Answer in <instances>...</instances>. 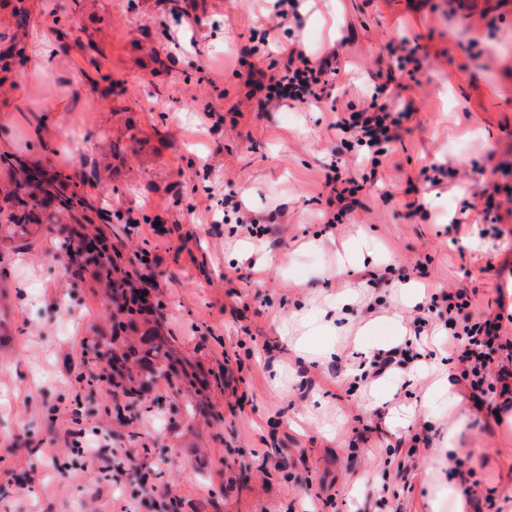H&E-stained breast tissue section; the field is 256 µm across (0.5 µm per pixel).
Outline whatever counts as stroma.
<instances>
[{
    "label": "stroma",
    "instance_id": "1",
    "mask_svg": "<svg viewBox=\"0 0 512 512\" xmlns=\"http://www.w3.org/2000/svg\"><path fill=\"white\" fill-rule=\"evenodd\" d=\"M185 7L178 22L154 0H0V107L30 93L55 112L43 141L22 118L0 152V512H431L427 472L456 414L441 400L403 427L393 412L420 407L436 374L465 393L446 329L419 342L423 360L370 384L354 373L403 346L399 327L439 290H466L476 318L512 314V0H300L296 19L266 0ZM41 27L59 67L32 84L24 51ZM261 43L281 65L295 44L335 52V104L263 107L245 83ZM403 44L426 57L396 99L400 136L325 230L327 177L349 157L333 124L370 103ZM59 95L75 108L56 111ZM434 164L458 178L430 186ZM26 169L81 204L18 229ZM240 214L268 234L234 230ZM58 222L106 237L131 279L142 253L157 260L138 330L178 374L143 388L134 419L94 354L112 335L106 290L69 264ZM398 267L419 301L370 283ZM329 302L345 329L307 337L304 354L282 341V322ZM76 429L98 461L71 453ZM456 446L476 499L512 504V389L468 403ZM127 453L147 483L115 474Z\"/></svg>",
    "mask_w": 512,
    "mask_h": 512
}]
</instances>
